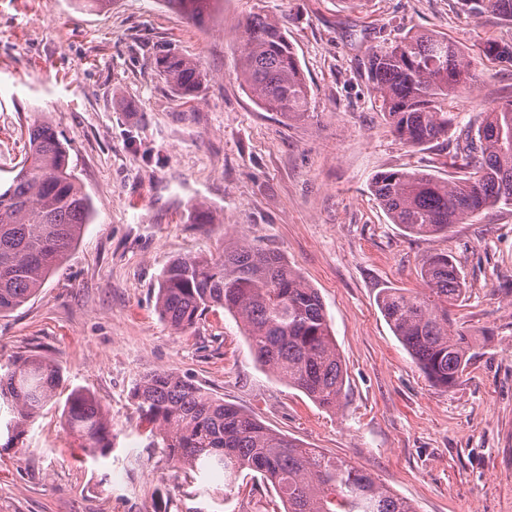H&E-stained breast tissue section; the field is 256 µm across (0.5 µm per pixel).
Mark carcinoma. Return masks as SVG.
Instances as JSON below:
<instances>
[{
    "mask_svg": "<svg viewBox=\"0 0 512 512\" xmlns=\"http://www.w3.org/2000/svg\"><path fill=\"white\" fill-rule=\"evenodd\" d=\"M219 0H163L201 26ZM469 15L492 13L512 22V0H461ZM487 58L512 61V45L487 40ZM159 72L183 97L204 79L197 62L176 52L157 57ZM366 71L374 97L397 136L421 147L448 136L455 117L448 100L471 87L466 52L448 38L415 32L371 49ZM238 78L261 108L289 121L309 116V88L282 28L256 13L243 25ZM28 150L8 186L0 189V315L36 294L80 238L89 199L69 170L68 152L47 122L26 131ZM470 150L455 156L468 178L441 179L421 171L380 172L373 192L391 223L409 236H436L454 224L500 206H512V102L483 113ZM425 288H390L378 307L419 370L445 390L463 377L472 337L453 328L449 307L463 293V278L446 254L422 259ZM160 317L177 332L196 327L219 309L238 321L256 360L319 406L334 410L345 376L318 290L279 252L228 244L216 257H180L163 270L156 296ZM60 366L41 357L16 361L0 374V401L11 419L8 442L19 440L39 411L56 399ZM150 437L189 479L224 475L232 489L243 473L261 478L273 497L266 512H416L412 504L365 470L264 425L241 408L215 398L168 371L147 375L133 392ZM80 448L97 460L112 454L106 410L75 388L64 409Z\"/></svg>",
    "mask_w": 512,
    "mask_h": 512,
    "instance_id": "1",
    "label": "carcinoma"
}]
</instances>
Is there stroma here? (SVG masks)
I'll list each match as a JSON object with an SVG mask.
<instances>
[{
    "instance_id": "1",
    "label": "stroma",
    "mask_w": 512,
    "mask_h": 512,
    "mask_svg": "<svg viewBox=\"0 0 512 512\" xmlns=\"http://www.w3.org/2000/svg\"><path fill=\"white\" fill-rule=\"evenodd\" d=\"M255 13L296 49L305 120L263 110L237 77L240 26ZM417 31L461 47L474 81L448 103L447 137L412 148L385 120L363 61ZM486 39L512 44V23L471 17L459 0H220L201 27L162 0H112L102 12L75 0H0V183L25 155L27 126L46 121L91 207L62 265L0 317L1 369L38 354L63 374L56 401L0 447V512H153L156 492L180 512H264L261 480L229 492L219 474L189 485L150 446L132 392L156 371L365 468L416 512H512V207L414 238L371 191L381 171L455 175L461 131L512 101V62L485 58ZM166 49L200 63L192 100L159 74ZM199 203L212 223H195ZM240 241L280 252L320 292L345 371L336 409L257 363L229 313L184 333L160 319L170 261ZM435 253L452 256L465 279L450 317L475 342L449 390L431 385L377 305L387 289H422L420 261ZM74 388L105 407L110 459H86L65 429Z\"/></svg>"
}]
</instances>
